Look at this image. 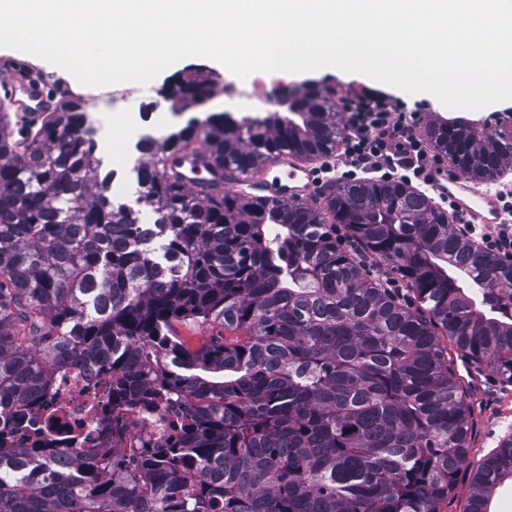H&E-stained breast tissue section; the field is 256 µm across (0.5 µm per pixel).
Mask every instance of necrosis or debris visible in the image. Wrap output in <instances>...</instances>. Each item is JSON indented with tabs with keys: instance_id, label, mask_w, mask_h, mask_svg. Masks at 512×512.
Masks as SVG:
<instances>
[{
	"instance_id": "obj_1",
	"label": "necrosis or debris",
	"mask_w": 512,
	"mask_h": 512,
	"mask_svg": "<svg viewBox=\"0 0 512 512\" xmlns=\"http://www.w3.org/2000/svg\"><path fill=\"white\" fill-rule=\"evenodd\" d=\"M110 377L108 366L101 363H79L57 373L43 406L21 424L9 426L13 445L53 448L74 458L145 441L166 447L175 424L187 413L185 404L161 402L152 412L131 414L123 438H114L100 411L108 399Z\"/></svg>"
}]
</instances>
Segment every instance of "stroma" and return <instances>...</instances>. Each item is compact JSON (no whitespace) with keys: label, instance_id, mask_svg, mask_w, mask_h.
Here are the masks:
<instances>
[{"label":"stroma","instance_id":"stroma-1","mask_svg":"<svg viewBox=\"0 0 512 512\" xmlns=\"http://www.w3.org/2000/svg\"><path fill=\"white\" fill-rule=\"evenodd\" d=\"M29 65L47 74L51 84L64 86L66 92L81 96L86 113L99 129L98 137L111 142L114 120H122L123 141H136L140 134L149 132L155 135L185 126L190 120L205 121L214 113L230 112L233 118L244 116H265L277 111L278 106L269 100L249 98L229 99L224 94V84L232 80V73L224 72L216 62L186 58L172 68L161 71L151 82L142 86L138 99L123 97V85H109L106 91L112 94L111 109H103L100 95L104 89L81 85L66 70L39 57L28 59ZM200 71L207 74L214 85V98L207 107H195L185 112H173L167 124L158 125L151 120L150 105L163 100L171 83L190 73ZM321 84L323 89L336 92L340 97L379 93L395 100L417 138H424L428 128L437 122L455 118L465 119L482 126L500 125L512 128V100L502 101L479 110L451 109L443 106L435 97L427 93L409 95L391 86L378 83L358 73H348L338 69L328 72L292 73L288 84L298 93L305 92L311 84ZM450 368L467 386V401L471 408L473 426L469 452L471 468H478L497 450L499 442L506 435H512V384L502 380L485 366L461 358L456 351H449Z\"/></svg>","mask_w":512,"mask_h":512}]
</instances>
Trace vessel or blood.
Here are the masks:
<instances>
[{"label":"vessel or blood","instance_id":"vessel-or-blood-1","mask_svg":"<svg viewBox=\"0 0 512 512\" xmlns=\"http://www.w3.org/2000/svg\"><path fill=\"white\" fill-rule=\"evenodd\" d=\"M0 92L15 98L24 109L42 112L53 107L46 79H36L20 66L17 58L0 61ZM167 165L181 171L186 187L193 192L202 185L215 184L220 190H236L240 184L226 171L210 167L204 146L195 151L173 154ZM422 181L436 203L447 209L451 219H463L477 234L492 232L507 216L501 204L498 182L472 180L458 174L453 167L438 166L426 173ZM255 196L282 205H320L335 190L336 178L321 165L301 163L283 154L266 161L261 177L250 181Z\"/></svg>","mask_w":512,"mask_h":512}]
</instances>
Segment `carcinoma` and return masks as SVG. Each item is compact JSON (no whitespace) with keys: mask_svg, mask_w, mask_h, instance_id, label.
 <instances>
[{"mask_svg":"<svg viewBox=\"0 0 512 512\" xmlns=\"http://www.w3.org/2000/svg\"><path fill=\"white\" fill-rule=\"evenodd\" d=\"M186 103L212 84L192 78ZM335 93L289 96L239 128L224 115L139 146L136 207L112 202L78 99L16 136L0 111V418L20 419L78 361L112 372V435L133 409L184 402L167 448L36 461L0 443V512H439L469 463L452 346L512 383V260L462 237L406 181H349L325 212L187 191L165 154L203 134L254 176L277 153L335 152ZM465 177L512 170V128L430 127ZM399 281L400 296L336 238ZM224 334L191 347L177 325ZM512 479V436L466 512Z\"/></svg>","mask_w":512,"mask_h":512,"instance_id":"1","label":"carcinoma"}]
</instances>
